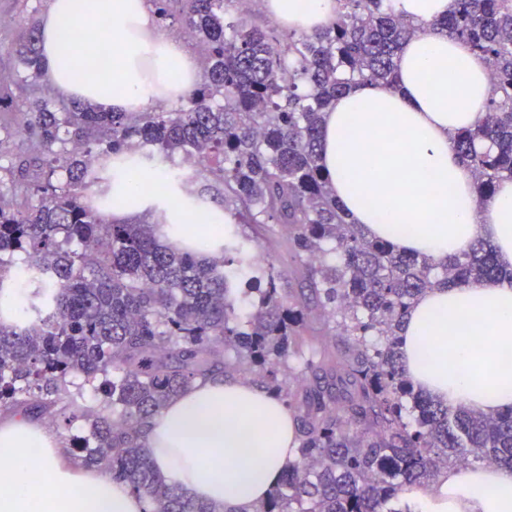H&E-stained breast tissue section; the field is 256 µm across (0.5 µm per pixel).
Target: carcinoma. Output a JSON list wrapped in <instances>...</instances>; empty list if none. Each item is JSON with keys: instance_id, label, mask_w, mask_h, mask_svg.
<instances>
[{"instance_id": "cac0c4a2", "label": "carcinoma", "mask_w": 512, "mask_h": 512, "mask_svg": "<svg viewBox=\"0 0 512 512\" xmlns=\"http://www.w3.org/2000/svg\"><path fill=\"white\" fill-rule=\"evenodd\" d=\"M150 2L205 54L170 111L101 112L48 90L18 103L14 91L41 76L38 24L0 44L15 62L0 79V282L30 288L22 316L0 321V413L82 423L69 454L128 482L151 512H218L166 483L144 443L170 399L216 375L256 378L296 413L299 460L252 512H402L400 495L450 459L512 469V409L487 416L429 397L399 351L420 295L503 274L494 247L479 239L444 263L402 254L346 222L318 164L336 97L393 86L404 41L436 32L482 56L497 90L484 120L454 139L478 199L512 179V0H458L423 25L392 0H336L330 25L286 35L247 23L238 0ZM141 149L159 165L180 154L200 166L233 221L181 249L156 224L102 215L92 187ZM241 224L288 228L305 270L298 298L256 260ZM313 308L331 324L329 346L302 336Z\"/></svg>"}]
</instances>
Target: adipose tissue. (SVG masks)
<instances>
[{
    "mask_svg": "<svg viewBox=\"0 0 512 512\" xmlns=\"http://www.w3.org/2000/svg\"><path fill=\"white\" fill-rule=\"evenodd\" d=\"M285 29L312 32L336 0H263ZM42 75L53 93L104 112H145L178 102L200 79L182 41L161 31L149 0H51L40 21ZM394 86L361 83L323 114L319 165L347 220L402 252L443 262L478 239L512 269V180L478 200L455 134L476 126L496 90L485 60L439 33L408 40ZM185 191L143 195L112 172L113 218L151 216L177 247L221 207L191 211ZM394 202L385 213V202ZM407 376L425 394L495 415L512 408V280H473L418 298L399 332ZM436 346L422 363L424 339ZM167 482L229 512L266 500L299 445L295 413L238 377L198 382L170 400L145 438ZM46 489L32 491L31 473ZM412 512H512V471L451 466L406 496ZM127 482L77 468L53 431L21 414L0 417V512H149Z\"/></svg>",
    "mask_w": 512,
    "mask_h": 512,
    "instance_id": "adipose-tissue-1",
    "label": "adipose tissue"
}]
</instances>
